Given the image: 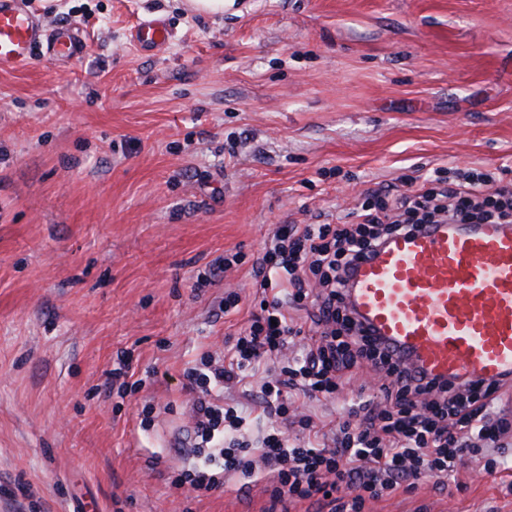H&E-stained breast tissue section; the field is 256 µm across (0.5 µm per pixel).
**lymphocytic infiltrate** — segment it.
<instances>
[{"mask_svg": "<svg viewBox=\"0 0 512 512\" xmlns=\"http://www.w3.org/2000/svg\"><path fill=\"white\" fill-rule=\"evenodd\" d=\"M355 224H283L253 263L249 324L219 354L204 355L183 373L200 458L180 485L204 493L236 480L264 483L266 512H367L369 503L428 483L444 491L456 465L470 458L480 475L512 470L505 457L512 421L498 402L502 385L426 379L363 330L344 301L352 264L394 234L430 224H512V182L477 169L430 185L375 190ZM309 312L311 327L291 317ZM372 380L353 385L357 370ZM258 384L265 418L257 424L222 392ZM311 400L342 402L345 415L322 440L296 442L282 429L317 423Z\"/></svg>", "mask_w": 512, "mask_h": 512, "instance_id": "obj_1", "label": "lymphocytic infiltrate"}]
</instances>
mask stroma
<instances>
[{
	"instance_id": "1",
	"label": "stroma",
	"mask_w": 512,
	"mask_h": 512,
	"mask_svg": "<svg viewBox=\"0 0 512 512\" xmlns=\"http://www.w3.org/2000/svg\"><path fill=\"white\" fill-rule=\"evenodd\" d=\"M32 5L88 51L0 73V512H262L260 485H174L183 371L248 319L277 226L354 222L377 183L436 170L512 181V0ZM158 16L173 41L139 51ZM456 478L369 512H512L506 479Z\"/></svg>"
}]
</instances>
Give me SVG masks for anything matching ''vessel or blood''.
Wrapping results in <instances>:
<instances>
[{
	"label": "vessel or blood",
	"instance_id": "vessel-or-blood-1",
	"mask_svg": "<svg viewBox=\"0 0 512 512\" xmlns=\"http://www.w3.org/2000/svg\"><path fill=\"white\" fill-rule=\"evenodd\" d=\"M172 36L157 17L139 23L133 41L161 51ZM38 47L67 62L83 57L88 44L74 26H48L31 0H0V72L25 67ZM346 299L429 377L461 385L512 375L510 224H439L392 236L358 263Z\"/></svg>",
	"mask_w": 512,
	"mask_h": 512
}]
</instances>
